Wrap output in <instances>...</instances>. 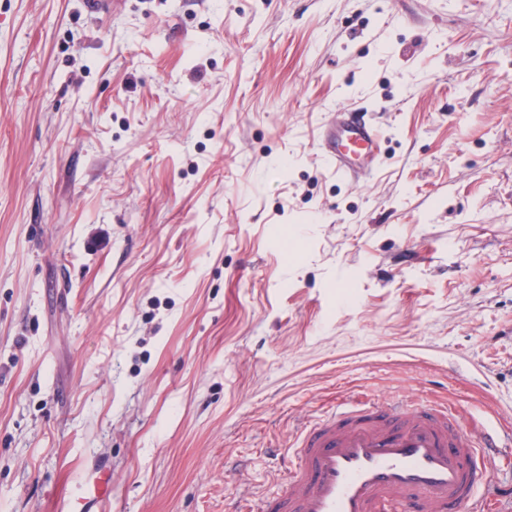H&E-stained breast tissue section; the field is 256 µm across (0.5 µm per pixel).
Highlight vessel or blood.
Here are the masks:
<instances>
[{"instance_id":"obj_1","label":"vessel or blood","mask_w":512,"mask_h":512,"mask_svg":"<svg viewBox=\"0 0 512 512\" xmlns=\"http://www.w3.org/2000/svg\"><path fill=\"white\" fill-rule=\"evenodd\" d=\"M323 139L329 167L350 180L360 158L380 152L377 128L350 116ZM498 446L496 434L472 438L426 402L339 408L301 430L278 476L283 493L250 512H485L477 490L490 478L478 460Z\"/></svg>"}]
</instances>
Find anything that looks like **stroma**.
I'll list each match as a JSON object with an SVG mask.
<instances>
[{
	"instance_id": "1",
	"label": "stroma",
	"mask_w": 512,
	"mask_h": 512,
	"mask_svg": "<svg viewBox=\"0 0 512 512\" xmlns=\"http://www.w3.org/2000/svg\"><path fill=\"white\" fill-rule=\"evenodd\" d=\"M371 398L512 489V0H0V512H225ZM323 139L329 167L336 175L350 180H358L363 175L356 167L360 158L368 156L373 159L380 152L377 128L351 116H345L336 130L333 121L325 130Z\"/></svg>"
}]
</instances>
